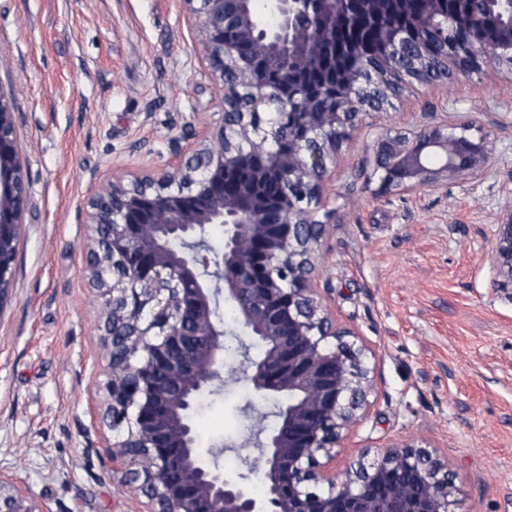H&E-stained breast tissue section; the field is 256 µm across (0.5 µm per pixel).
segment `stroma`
Here are the masks:
<instances>
[{"mask_svg":"<svg viewBox=\"0 0 512 512\" xmlns=\"http://www.w3.org/2000/svg\"><path fill=\"white\" fill-rule=\"evenodd\" d=\"M181 0H0V92L14 103L30 181L13 284L0 303V471L51 512H142L120 467L87 448L106 363L101 300L83 276L93 177L173 162L170 138L219 105ZM472 121L488 173L383 191L366 160L384 133L430 117ZM334 233L317 280L377 358V399L337 470L392 439L447 457L467 512H512V290L499 287L495 225L512 217V66L405 84L342 147L327 185ZM248 384L225 378L192 425L224 440L240 475Z\"/></svg>","mask_w":512,"mask_h":512,"instance_id":"obj_1","label":"stroma"}]
</instances>
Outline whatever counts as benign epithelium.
<instances>
[{"mask_svg": "<svg viewBox=\"0 0 512 512\" xmlns=\"http://www.w3.org/2000/svg\"><path fill=\"white\" fill-rule=\"evenodd\" d=\"M198 32L222 112L193 113L170 141L175 163L96 184L84 202L91 230L84 273L103 302L107 366L104 410L88 449L124 469L148 512H463L448 461L415 439H396L336 474L337 449L368 416L375 358L323 302L315 274L334 224L323 197L336 156L360 116L384 109L406 77L432 83L482 62L512 65V0H467L469 21L443 0H181ZM507 16L482 34L484 17ZM451 49L431 53L427 34ZM383 40L366 77L363 59ZM347 41L348 68L322 40ZM473 122H432L409 135L378 137L370 159L382 186L433 187L441 172L486 167ZM191 141L185 151L181 141ZM30 195L18 161L13 101L0 95V301L14 273ZM224 225V260L187 243ZM183 244L181 248L172 242ZM493 265L512 288V218L496 225ZM238 307L242 328L266 349L245 380L262 400L284 405L279 425L247 454L267 478L254 499L238 478L206 464L190 415L197 396L222 381L219 296ZM0 512H50L0 472Z\"/></svg>", "mask_w": 512, "mask_h": 512, "instance_id": "benign-epithelium-1", "label": "benign epithelium"}]
</instances>
